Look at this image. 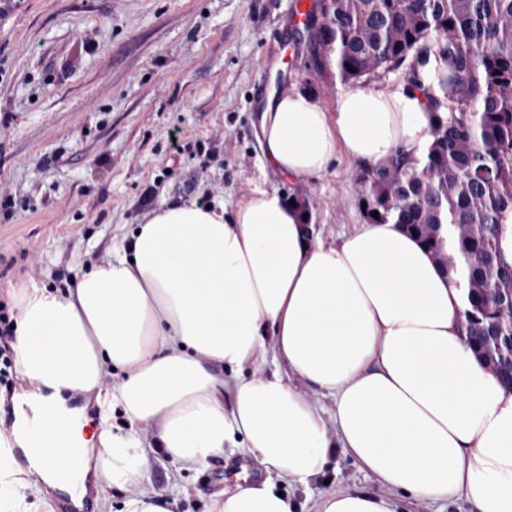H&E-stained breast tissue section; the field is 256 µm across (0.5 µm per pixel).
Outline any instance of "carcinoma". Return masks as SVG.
I'll use <instances>...</instances> for the list:
<instances>
[{
	"instance_id": "carcinoma-1",
	"label": "carcinoma",
	"mask_w": 512,
	"mask_h": 512,
	"mask_svg": "<svg viewBox=\"0 0 512 512\" xmlns=\"http://www.w3.org/2000/svg\"><path fill=\"white\" fill-rule=\"evenodd\" d=\"M305 27L317 68L360 81L406 66L432 110L423 155L372 166L362 205L370 223L399 224L435 257L466 264L472 289L460 334L512 336V0H317ZM377 216H372V213ZM412 224H448L431 235Z\"/></svg>"
}]
</instances>
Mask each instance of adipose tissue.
Instances as JSON below:
<instances>
[{"label": "adipose tissue", "mask_w": 512, "mask_h": 512, "mask_svg": "<svg viewBox=\"0 0 512 512\" xmlns=\"http://www.w3.org/2000/svg\"><path fill=\"white\" fill-rule=\"evenodd\" d=\"M430 127L408 84L341 90L332 112L294 91L268 99L260 143L268 166L305 181L340 151L375 165L422 148ZM12 294L17 371L37 390L13 439L0 437V512H51L12 453L39 458L21 429L31 421L68 437L79 472L130 489L121 512H172L138 489L151 455L193 469L240 442L303 488L340 456L416 498L462 495L477 512H512V387L461 338L453 275L399 225L366 223L327 243L273 189L255 188L230 209L164 202L73 287L31 283ZM269 355L282 371L261 370ZM219 368L234 372L231 384ZM310 388L334 411L317 409ZM68 392L94 394L96 447ZM117 413L127 434L113 431ZM42 461L52 481L58 463ZM294 509L266 480L216 495L210 512ZM315 512L397 507L341 489Z\"/></svg>", "instance_id": "obj_1"}]
</instances>
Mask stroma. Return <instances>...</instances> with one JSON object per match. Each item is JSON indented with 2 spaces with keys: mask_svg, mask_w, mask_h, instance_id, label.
I'll use <instances>...</instances> for the list:
<instances>
[{
  "mask_svg": "<svg viewBox=\"0 0 512 512\" xmlns=\"http://www.w3.org/2000/svg\"><path fill=\"white\" fill-rule=\"evenodd\" d=\"M300 0H9L0 8V309L9 289L58 288L111 259L162 202L235 205L256 185L306 199L322 241L365 218L366 166L338 153L298 184L265 167L263 88L312 95L329 112L344 83L295 48ZM274 478L296 512L338 489L399 512H475L466 498L415 500L337 459L310 489L238 448L186 470L152 459L141 490L207 512L224 477Z\"/></svg>",
  "mask_w": 512,
  "mask_h": 512,
  "instance_id": "35a3bbf8",
  "label": "stroma"
}]
</instances>
